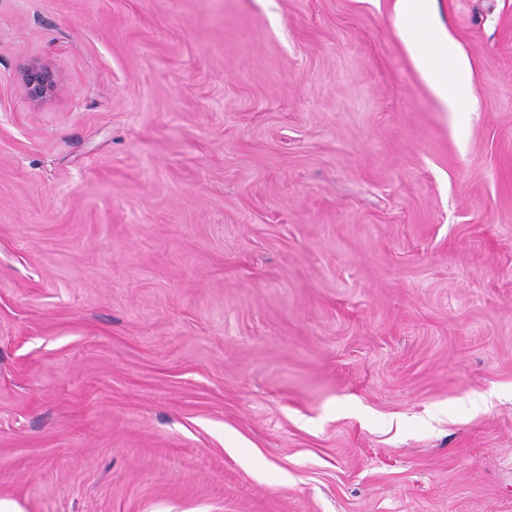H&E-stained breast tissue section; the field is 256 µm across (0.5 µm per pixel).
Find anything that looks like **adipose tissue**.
<instances>
[{"instance_id":"1","label":"adipose tissue","mask_w":512,"mask_h":512,"mask_svg":"<svg viewBox=\"0 0 512 512\" xmlns=\"http://www.w3.org/2000/svg\"><path fill=\"white\" fill-rule=\"evenodd\" d=\"M399 32L434 95L450 112L457 111L468 79V63L451 38L438 39L437 51H429L414 30L415 24L432 26L434 0H395Z\"/></svg>"}]
</instances>
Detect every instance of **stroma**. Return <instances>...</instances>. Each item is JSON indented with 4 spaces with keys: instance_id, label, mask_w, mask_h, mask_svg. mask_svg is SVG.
I'll return each instance as SVG.
<instances>
[{
    "instance_id": "obj_1",
    "label": "stroma",
    "mask_w": 512,
    "mask_h": 512,
    "mask_svg": "<svg viewBox=\"0 0 512 512\" xmlns=\"http://www.w3.org/2000/svg\"><path fill=\"white\" fill-rule=\"evenodd\" d=\"M394 4L0 0V498L512 512V0ZM434 3V0H395L399 32L434 95L448 112H459L460 95L468 79V63L451 38L444 35L442 39L435 33ZM407 20L419 21L434 33L439 46L435 53L417 38L413 25L408 27ZM448 59L451 61L449 70ZM23 84L28 99L40 102L58 91L52 71L43 63L33 62L23 75Z\"/></svg>"
}]
</instances>
